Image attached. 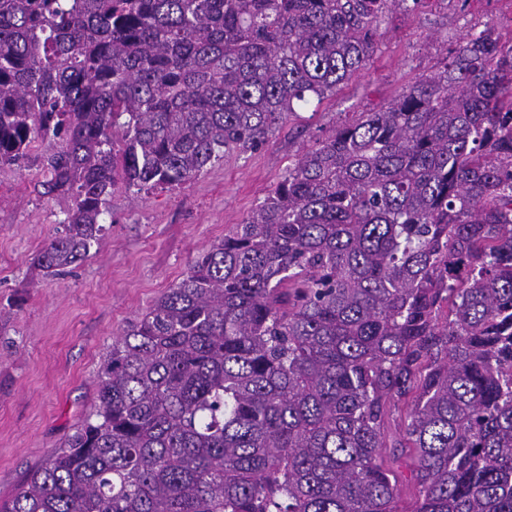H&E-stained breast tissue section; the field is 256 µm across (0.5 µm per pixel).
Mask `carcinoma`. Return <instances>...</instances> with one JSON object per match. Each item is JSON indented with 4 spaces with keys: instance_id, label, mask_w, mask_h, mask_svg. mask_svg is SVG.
Here are the masks:
<instances>
[{
    "instance_id": "cac0c4a2",
    "label": "carcinoma",
    "mask_w": 512,
    "mask_h": 512,
    "mask_svg": "<svg viewBox=\"0 0 512 512\" xmlns=\"http://www.w3.org/2000/svg\"><path fill=\"white\" fill-rule=\"evenodd\" d=\"M421 0H0V168L84 260L123 183L256 150ZM512 512V41L491 27L305 150L113 339L0 512Z\"/></svg>"
}]
</instances>
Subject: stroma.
<instances>
[{"mask_svg": "<svg viewBox=\"0 0 512 512\" xmlns=\"http://www.w3.org/2000/svg\"><path fill=\"white\" fill-rule=\"evenodd\" d=\"M489 22L512 38V10L497 0H422L389 14L366 66L321 105L297 108L256 151L230 153L173 190L118 185L104 235L60 278L33 266L72 205L43 192L47 145L35 146L25 169H0V501L86 418L103 360L128 322L248 218L304 150L355 113L386 106Z\"/></svg>", "mask_w": 512, "mask_h": 512, "instance_id": "obj_1", "label": "stroma"}]
</instances>
